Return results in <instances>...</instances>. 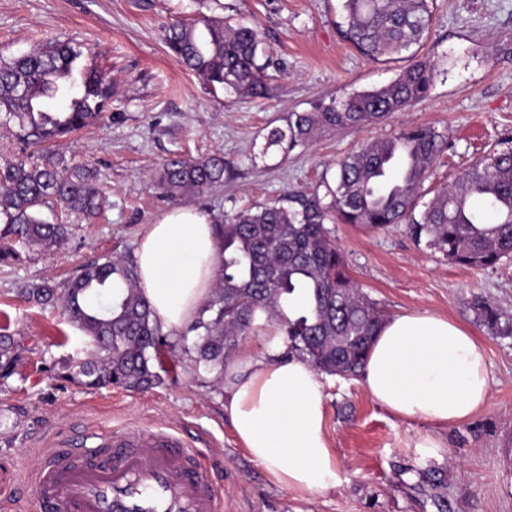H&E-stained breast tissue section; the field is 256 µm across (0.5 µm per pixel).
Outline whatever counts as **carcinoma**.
I'll return each instance as SVG.
<instances>
[{
    "instance_id": "1",
    "label": "carcinoma",
    "mask_w": 512,
    "mask_h": 512,
    "mask_svg": "<svg viewBox=\"0 0 512 512\" xmlns=\"http://www.w3.org/2000/svg\"><path fill=\"white\" fill-rule=\"evenodd\" d=\"M435 0H343L339 33L373 62L421 43L429 32ZM163 40L178 62L229 96L265 92L259 31L202 14L165 30ZM75 42H48L17 58L0 59V114L17 120L19 139L37 147L98 122L112 97V79L81 63ZM437 66L419 60L390 83L292 113L286 127L264 135L262 154L281 158L321 130L359 129L390 120L425 97ZM446 129L418 124L368 141L336 163L330 201L290 194L254 209L224 215L218 225L222 275L211 298L186 329L164 334L154 324L149 300L138 290L134 259L105 256L82 267L63 287L41 280L21 289L40 305L57 306L90 346L89 357L66 360L58 376L88 387L148 389L163 382L164 358L189 362L222 379L261 312L284 336L282 357L345 379L363 375L372 343L386 315L349 277L327 224L371 230L409 224L416 242L453 265L485 269L512 259V146L494 149L438 190L415 217L418 191L448 148ZM224 158H173L157 173L165 194L179 200L224 184ZM108 204L97 174L79 164L62 170L31 154L0 170V260L14 244L47 251L63 242L69 225L55 209L95 217ZM492 334L512 335V320L489 300L471 302ZM20 358L12 336L0 334V377Z\"/></svg>"
}]
</instances>
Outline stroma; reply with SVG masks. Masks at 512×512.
<instances>
[{"label": "stroma", "instance_id": "stroma-1", "mask_svg": "<svg viewBox=\"0 0 512 512\" xmlns=\"http://www.w3.org/2000/svg\"><path fill=\"white\" fill-rule=\"evenodd\" d=\"M198 8L199 0H0V58L74 38L114 83L105 118L48 149L59 165L96 167L109 209L91 221L64 216L70 231L61 246H22L0 263V328L21 355L15 374L0 379V512H40L29 478L54 440L90 447L113 429L157 427L212 460L211 475L224 489L221 512H512V335L491 334L471 308L480 295L512 318V260L488 269L452 265L416 244L403 224L332 230L351 278L386 315L431 312L478 337L491 395L468 421L436 427L396 417L363 380L321 375L325 431L341 477L334 487L301 496L275 484L236 439L224 385L211 374L180 368L144 391L56 379L54 364L86 358L88 339L21 290L63 281L104 255L134 254L144 226L174 207L154 184L166 159L223 156L232 177L190 201L221 215L291 191L326 195L337 160L405 125L450 131L419 191L424 203L512 141V0H437L416 49L417 58L440 64L428 95L385 123L322 132L285 160L263 154L267 128L319 100L387 84L404 60L371 62L345 42L337 29L341 0H215L214 15L257 26L270 56L269 96L238 101L179 65L163 42L165 28ZM428 437L436 447H423Z\"/></svg>", "mask_w": 512, "mask_h": 512}]
</instances>
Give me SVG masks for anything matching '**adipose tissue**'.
Masks as SVG:
<instances>
[{
  "instance_id": "adipose-tissue-1",
  "label": "adipose tissue",
  "mask_w": 512,
  "mask_h": 512,
  "mask_svg": "<svg viewBox=\"0 0 512 512\" xmlns=\"http://www.w3.org/2000/svg\"><path fill=\"white\" fill-rule=\"evenodd\" d=\"M216 218L179 207L147 225L134 253L139 289L163 332L187 327L219 276ZM262 353L239 350L224 378L234 433L277 485L303 494L335 486L336 458L325 431L324 385L306 362L281 359L278 330L257 318ZM369 394L402 419L436 426L468 420L490 394L485 351L448 318L408 312L388 319L363 376Z\"/></svg>"
}]
</instances>
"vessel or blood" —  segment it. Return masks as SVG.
Returning <instances> with one entry per match:
<instances>
[{"label": "vessel or blood", "instance_id": "obj_1", "mask_svg": "<svg viewBox=\"0 0 512 512\" xmlns=\"http://www.w3.org/2000/svg\"><path fill=\"white\" fill-rule=\"evenodd\" d=\"M32 485L42 512H220L207 464L165 431L115 429L89 453L49 449Z\"/></svg>", "mask_w": 512, "mask_h": 512}]
</instances>
